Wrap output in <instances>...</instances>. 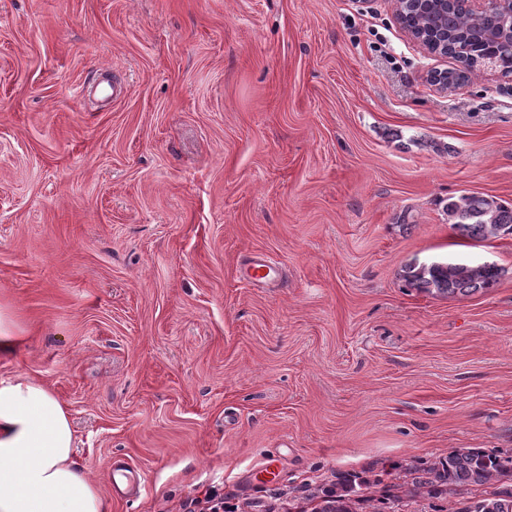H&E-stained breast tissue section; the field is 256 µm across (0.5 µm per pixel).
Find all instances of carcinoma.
<instances>
[{
	"instance_id": "obj_1",
	"label": "carcinoma",
	"mask_w": 512,
	"mask_h": 512,
	"mask_svg": "<svg viewBox=\"0 0 512 512\" xmlns=\"http://www.w3.org/2000/svg\"><path fill=\"white\" fill-rule=\"evenodd\" d=\"M405 20L423 28L445 26L448 49L473 62L492 60L505 73H512L509 29L497 14L482 20L462 14L431 9L406 10ZM448 221L452 229L470 239L512 234V206L477 194L448 199ZM501 271L486 263H434L419 270L409 268L405 278L418 288L441 295L469 296L493 287ZM512 481V455L503 457L480 448L455 449L422 467L410 468L402 481L384 487L381 502L396 503L405 497L467 494L456 512H512V487L478 491L492 482ZM381 483L358 473H348L334 486L307 487L306 506L298 512H380L374 497L360 494V488Z\"/></svg>"
}]
</instances>
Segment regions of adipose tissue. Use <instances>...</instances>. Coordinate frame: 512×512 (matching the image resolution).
Instances as JSON below:
<instances>
[{"label":"adipose tissue","instance_id":"obj_1","mask_svg":"<svg viewBox=\"0 0 512 512\" xmlns=\"http://www.w3.org/2000/svg\"><path fill=\"white\" fill-rule=\"evenodd\" d=\"M75 448L67 406L46 384L0 379V512H109Z\"/></svg>","mask_w":512,"mask_h":512}]
</instances>
